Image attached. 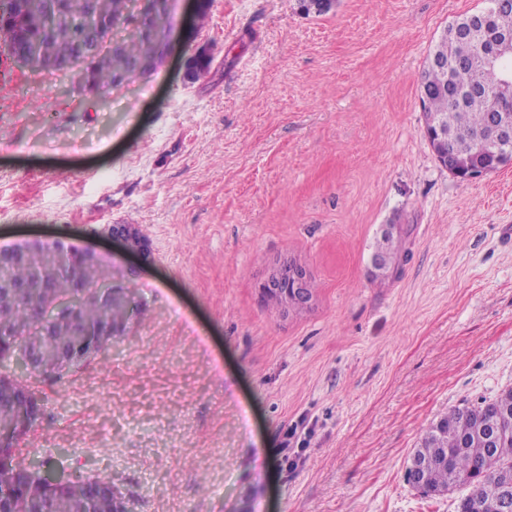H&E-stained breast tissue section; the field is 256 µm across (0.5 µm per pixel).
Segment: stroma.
<instances>
[{
    "label": "stroma",
    "mask_w": 512,
    "mask_h": 512,
    "mask_svg": "<svg viewBox=\"0 0 512 512\" xmlns=\"http://www.w3.org/2000/svg\"><path fill=\"white\" fill-rule=\"evenodd\" d=\"M173 0L150 70L100 93L0 62V246L94 247L139 293L120 349L30 381L22 458L125 512H455L404 477L426 429L512 388V164L463 182L419 101L482 0ZM206 46L207 74L183 60ZM133 224L142 265L103 237ZM403 240L377 280L373 246ZM311 278L266 307L271 269ZM297 427L296 468L280 453ZM263 296L276 299L288 308H301L311 301V291L305 269L290 260L275 265L262 288Z\"/></svg>",
    "instance_id": "obj_1"
}]
</instances>
